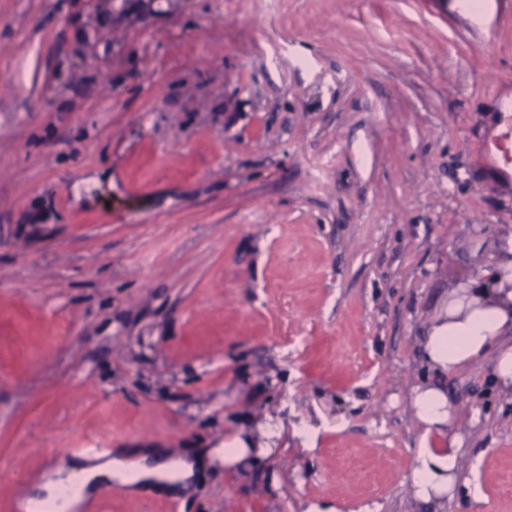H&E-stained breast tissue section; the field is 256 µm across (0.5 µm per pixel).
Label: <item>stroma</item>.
I'll list each match as a JSON object with an SVG mask.
<instances>
[{
    "mask_svg": "<svg viewBox=\"0 0 512 512\" xmlns=\"http://www.w3.org/2000/svg\"><path fill=\"white\" fill-rule=\"evenodd\" d=\"M512 0H0V512L68 449L198 451L97 512H415L416 338L512 236ZM512 512V399L449 375ZM291 411L267 458L241 426ZM512 105L510 110H506V115L503 117L504 130H500L493 138V146L497 155L506 166L512 163ZM253 442L250 435L246 439L240 434L224 443V465L227 467H235L242 463L246 466L254 461V457L266 456L270 453V448H250Z\"/></svg>",
    "mask_w": 512,
    "mask_h": 512,
    "instance_id": "stroma-1",
    "label": "stroma"
}]
</instances>
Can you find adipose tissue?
<instances>
[{
    "label": "adipose tissue",
    "mask_w": 512,
    "mask_h": 512,
    "mask_svg": "<svg viewBox=\"0 0 512 512\" xmlns=\"http://www.w3.org/2000/svg\"><path fill=\"white\" fill-rule=\"evenodd\" d=\"M422 358L433 379L416 384L409 406L422 427L414 450L410 493L426 512H446L452 501L478 500L477 482L464 476L460 465L468 450L456 430L458 404L441 383L442 377L470 365H486L493 387L512 394V239L498 251L490 281L448 293L444 310L427 323L418 338ZM154 448H135L114 460L116 476L132 471L146 485L163 492L187 490L193 463L166 465Z\"/></svg>",
    "instance_id": "adipose-tissue-1"
}]
</instances>
